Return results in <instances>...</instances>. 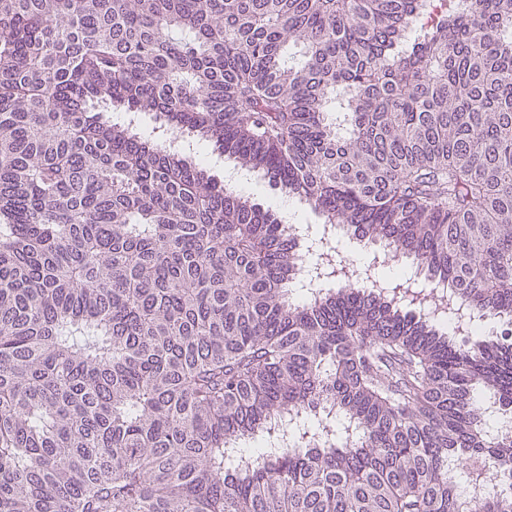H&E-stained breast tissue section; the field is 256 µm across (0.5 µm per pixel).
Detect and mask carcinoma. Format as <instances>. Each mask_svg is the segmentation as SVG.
<instances>
[{"instance_id": "cac0c4a2", "label": "carcinoma", "mask_w": 512, "mask_h": 512, "mask_svg": "<svg viewBox=\"0 0 512 512\" xmlns=\"http://www.w3.org/2000/svg\"><path fill=\"white\" fill-rule=\"evenodd\" d=\"M172 134L386 257L300 249ZM486 396L512 0H0V512H512Z\"/></svg>"}]
</instances>
